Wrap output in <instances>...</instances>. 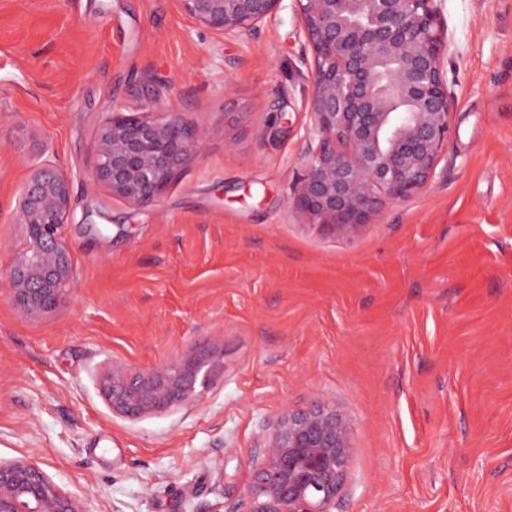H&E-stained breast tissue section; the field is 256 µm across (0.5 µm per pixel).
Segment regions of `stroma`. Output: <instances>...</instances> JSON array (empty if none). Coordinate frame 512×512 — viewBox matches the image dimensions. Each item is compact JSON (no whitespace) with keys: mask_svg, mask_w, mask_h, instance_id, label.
I'll list each match as a JSON object with an SVG mask.
<instances>
[{"mask_svg":"<svg viewBox=\"0 0 512 512\" xmlns=\"http://www.w3.org/2000/svg\"><path fill=\"white\" fill-rule=\"evenodd\" d=\"M448 153L334 237L288 207L311 128L293 4L222 39L176 0H0V266L25 244L27 160L71 180L76 283L24 318L0 285V459L88 512H246L270 424L326 402L353 426L333 512H512V0H442ZM164 105L204 135L154 204L89 171L105 112ZM223 350L195 396L139 417L101 391Z\"/></svg>","mask_w":512,"mask_h":512,"instance_id":"35a3bbf8","label":"stroma"}]
</instances>
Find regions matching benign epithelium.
<instances>
[{
    "label": "benign epithelium",
    "mask_w": 512,
    "mask_h": 512,
    "mask_svg": "<svg viewBox=\"0 0 512 512\" xmlns=\"http://www.w3.org/2000/svg\"><path fill=\"white\" fill-rule=\"evenodd\" d=\"M215 34L240 36L271 20L284 0H177ZM301 62L313 84L305 171L288 203L333 236H354L388 202L426 186L448 153L455 102L448 92L452 42L440 0H294ZM202 134L164 106L101 123L93 177L135 205L157 201ZM71 212L70 182L40 152L29 161L16 223L26 246L3 277L23 316L55 311L75 273L62 229ZM208 364L173 360L147 375L122 366L102 391L112 411L143 416L167 409L209 380ZM352 425L336 409H289L272 422L247 512H332L353 453ZM0 512H88L37 466L0 460Z\"/></svg>",
    "instance_id": "obj_1"
}]
</instances>
